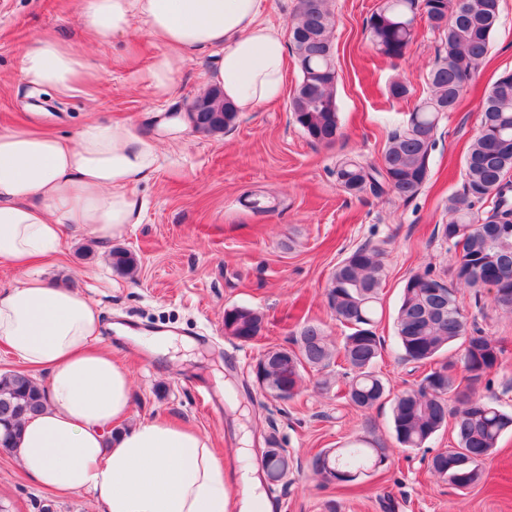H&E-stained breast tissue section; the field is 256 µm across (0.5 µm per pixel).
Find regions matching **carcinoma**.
I'll use <instances>...</instances> for the list:
<instances>
[{
	"label": "carcinoma",
	"mask_w": 512,
	"mask_h": 512,
	"mask_svg": "<svg viewBox=\"0 0 512 512\" xmlns=\"http://www.w3.org/2000/svg\"><path fill=\"white\" fill-rule=\"evenodd\" d=\"M441 33L443 40L427 79L430 95L408 113L403 127L390 137L379 167L346 157L336 164V181L350 196L391 194L408 201L426 185L439 124L455 111L468 80L484 63L490 37L500 23V0H381L366 21L373 48L389 60L403 58L415 35L417 18ZM334 15L329 0H298L289 22V41L300 78L289 99L295 122L314 144L331 145L340 134L335 86ZM207 112L190 115L193 129L206 134L235 126L238 112L218 94L204 95ZM481 128L463 163L462 191L448 196V223L443 237L461 247L455 278L448 281L430 270L406 280L394 319L396 338L404 359L430 366L421 382L395 396L392 429L405 449L422 448L454 415V445L436 453L431 472L458 489L479 486L482 464L512 431V411L498 401L468 396L460 407L448 409L461 382L476 390L499 361L501 349L477 332L467 334L458 291L494 289V303L512 312V234L495 235L499 224L512 225V76L497 77L481 103ZM491 202L488 210L483 209ZM138 259L130 250L112 249V269L130 275ZM384 263L382 252L368 244L358 246L336 265L327 286V298L336 320L349 329L341 347L330 344L324 329L307 323L296 339L297 349L265 351L260 360L262 390L277 400L294 398L302 370H323L342 357L352 374L348 400L358 410L381 404L386 386L376 373L383 341L376 332ZM446 307L444 316H435ZM263 316L248 307L224 310V334L242 343L262 335ZM460 344L461 353L448 352ZM43 389L21 372L0 375V447L12 449L30 417L44 408ZM354 448L322 450L312 456L311 469L328 483L352 485L358 473L387 466L388 449L375 448L358 438Z\"/></svg>",
	"instance_id": "cac0c4a2"
}]
</instances>
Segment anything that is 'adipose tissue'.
<instances>
[{
	"label": "adipose tissue",
	"instance_id": "ef3b65f1",
	"mask_svg": "<svg viewBox=\"0 0 512 512\" xmlns=\"http://www.w3.org/2000/svg\"><path fill=\"white\" fill-rule=\"evenodd\" d=\"M263 9L264 0H83L79 22L97 42L137 23L162 43L145 74L160 97L186 62L211 56L208 86L248 112L277 99L286 79L285 44ZM20 71L31 87L63 95L99 76L89 55L49 35L23 50ZM160 166L156 142L124 123L90 124L72 140L0 129V261L24 271L0 291V341L49 372L45 408L15 452L37 485L88 493L100 512H228L209 438L164 420L129 425L131 374L99 348V310L31 270L58 250L64 225L104 243L124 237L143 218L137 187Z\"/></svg>",
	"mask_w": 512,
	"mask_h": 512
}]
</instances>
